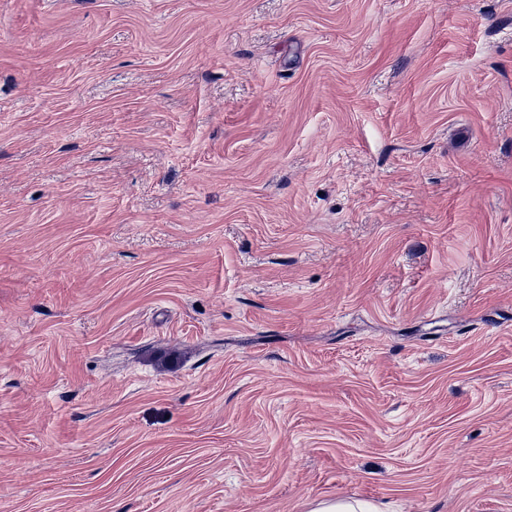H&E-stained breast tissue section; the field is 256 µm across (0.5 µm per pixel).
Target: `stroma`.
Instances as JSON below:
<instances>
[{
	"label": "stroma",
	"mask_w": 512,
	"mask_h": 512,
	"mask_svg": "<svg viewBox=\"0 0 512 512\" xmlns=\"http://www.w3.org/2000/svg\"><path fill=\"white\" fill-rule=\"evenodd\" d=\"M512 512V0H0V512ZM309 512H383L380 507L363 500L327 499L311 504Z\"/></svg>",
	"instance_id": "stroma-1"
}]
</instances>
